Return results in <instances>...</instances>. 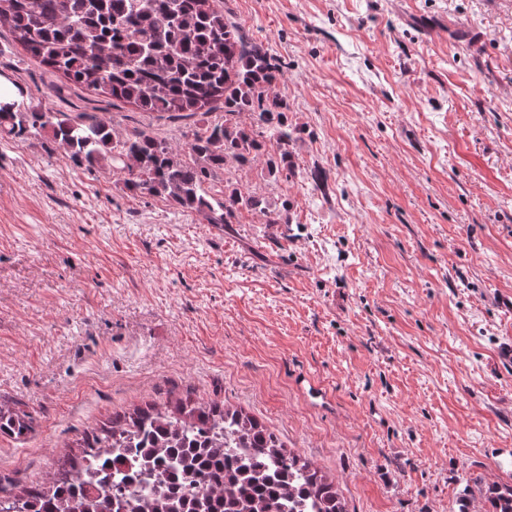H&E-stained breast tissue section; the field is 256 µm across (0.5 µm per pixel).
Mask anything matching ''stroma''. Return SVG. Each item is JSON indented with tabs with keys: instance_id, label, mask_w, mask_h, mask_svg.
Instances as JSON below:
<instances>
[{
	"instance_id": "obj_1",
	"label": "stroma",
	"mask_w": 512,
	"mask_h": 512,
	"mask_svg": "<svg viewBox=\"0 0 512 512\" xmlns=\"http://www.w3.org/2000/svg\"><path fill=\"white\" fill-rule=\"evenodd\" d=\"M285 67L288 203L232 230L0 137V479L29 486L111 417L186 394L244 409L348 512H483L512 485V0H220ZM31 106L173 145L202 128L65 83L0 31ZM31 424L30 413L0 404V433L20 438L31 430Z\"/></svg>"
}]
</instances>
